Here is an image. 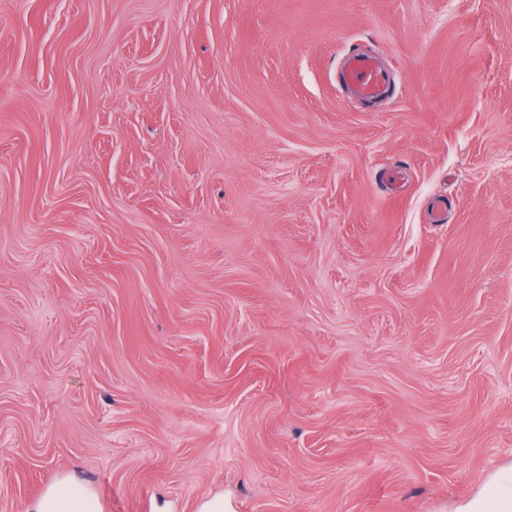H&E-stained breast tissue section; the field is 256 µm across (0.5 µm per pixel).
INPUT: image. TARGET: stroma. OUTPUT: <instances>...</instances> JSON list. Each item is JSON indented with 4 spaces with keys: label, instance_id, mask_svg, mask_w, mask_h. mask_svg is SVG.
Masks as SVG:
<instances>
[{
    "label": "stroma",
    "instance_id": "obj_1",
    "mask_svg": "<svg viewBox=\"0 0 512 512\" xmlns=\"http://www.w3.org/2000/svg\"><path fill=\"white\" fill-rule=\"evenodd\" d=\"M509 466L512 0H0V512H451ZM340 76L350 93L362 100L386 96L391 89L392 73L388 65L364 50L346 54ZM95 494L75 487L67 478L50 485L31 505L29 512H98Z\"/></svg>",
    "mask_w": 512,
    "mask_h": 512
}]
</instances>
